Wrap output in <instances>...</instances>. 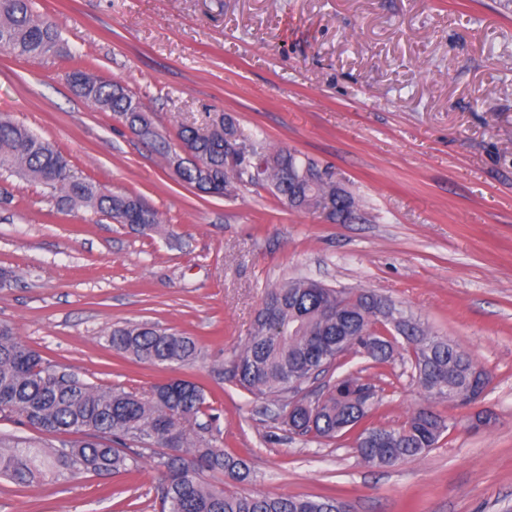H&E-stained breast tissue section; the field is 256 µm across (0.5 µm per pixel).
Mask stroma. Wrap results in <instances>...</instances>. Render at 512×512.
I'll list each match as a JSON object with an SVG mask.
<instances>
[{
  "instance_id": "obj_1",
  "label": "stroma",
  "mask_w": 512,
  "mask_h": 512,
  "mask_svg": "<svg viewBox=\"0 0 512 512\" xmlns=\"http://www.w3.org/2000/svg\"><path fill=\"white\" fill-rule=\"evenodd\" d=\"M64 55L0 50V114L52 141L112 192L140 194L160 226L144 236L102 214L60 210L48 189L0 175V322L52 364L97 386L168 378L204 387L210 424L257 478L246 493L332 495L349 512H512V13L503 0H33ZM123 84L170 146L181 125L232 116L330 167L360 201L342 222L287 208L268 189L224 197L182 182L154 145L70 89L68 54ZM293 277L368 290L451 339L488 372L477 410L435 404L405 361L349 355L335 375L375 387L368 424L420 407L450 426L392 468L365 464L354 436L284 432L279 408L231 380L268 290ZM187 333L202 362L166 369L113 351L126 323ZM159 470L18 485L0 512H161Z\"/></svg>"
}]
</instances>
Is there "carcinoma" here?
I'll return each instance as SVG.
<instances>
[{
	"mask_svg": "<svg viewBox=\"0 0 512 512\" xmlns=\"http://www.w3.org/2000/svg\"><path fill=\"white\" fill-rule=\"evenodd\" d=\"M0 49L18 56L42 57L60 51V36L32 0H0ZM68 81L74 93L118 116L138 137L171 154L143 103L117 83L80 67ZM246 154L243 170L225 168L228 138ZM182 149L191 156L176 174L206 195H230L267 186L285 205L316 212L334 198L330 220H347L358 211L353 194L336 193V182L317 175L319 164L288 149H273L261 138L243 137L228 116H207L201 125L179 130ZM0 172L43 185L58 205L102 213L146 234L159 217L138 196L107 192L74 167L51 141L0 117ZM402 336L410 350L411 375L434 400L466 407L483 395L488 374L450 340L433 336L391 302L366 291L338 290L308 278H295L268 293L249 336L232 359L236 385L259 397L290 398L304 383L328 373L342 357L361 354L384 365L394 359ZM112 350L154 367L189 365L204 357L191 336L148 323L112 329ZM377 401L374 388L354 375L336 379L326 395L306 407H281V424L297 435L324 439L355 433V449L368 465L394 467L423 456L448 430V418L430 408L414 411L399 428L366 426ZM204 389L192 381L159 383L148 392L95 386L45 361L0 324V416L45 433L83 434L85 438L34 441L0 435V478L19 485L66 477L75 469L96 475L138 470L130 445L157 449L162 474V512H347L346 504L327 495L269 496L228 492L211 482L222 476L237 484L252 479L243 458L224 450L215 436H194L193 426L206 415Z\"/></svg>",
	"mask_w": 512,
	"mask_h": 512,
	"instance_id": "obj_1",
	"label": "carcinoma"
}]
</instances>
